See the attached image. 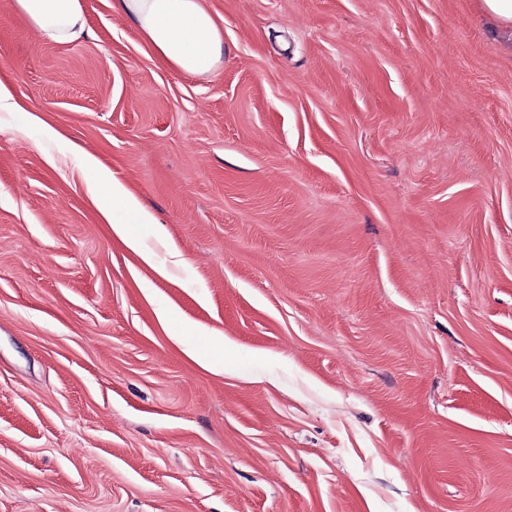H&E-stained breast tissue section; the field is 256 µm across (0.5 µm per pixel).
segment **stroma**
Segmentation results:
<instances>
[{
    "label": "stroma",
    "mask_w": 512,
    "mask_h": 512,
    "mask_svg": "<svg viewBox=\"0 0 512 512\" xmlns=\"http://www.w3.org/2000/svg\"><path fill=\"white\" fill-rule=\"evenodd\" d=\"M83 5L51 43L0 0V512H512V35L205 0L188 74ZM85 152L185 267L112 236Z\"/></svg>",
    "instance_id": "35a3bbf8"
}]
</instances>
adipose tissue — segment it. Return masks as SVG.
<instances>
[{
  "label": "adipose tissue",
  "mask_w": 512,
  "mask_h": 512,
  "mask_svg": "<svg viewBox=\"0 0 512 512\" xmlns=\"http://www.w3.org/2000/svg\"><path fill=\"white\" fill-rule=\"evenodd\" d=\"M16 9L41 39L65 42L85 29L83 0H15ZM115 14L132 19L157 57L179 71L197 74L214 70L224 53V33L203 0H113ZM91 200L114 237L144 263L154 264L133 227L154 223L148 212L113 174L91 154H83Z\"/></svg>",
  "instance_id": "obj_1"
}]
</instances>
